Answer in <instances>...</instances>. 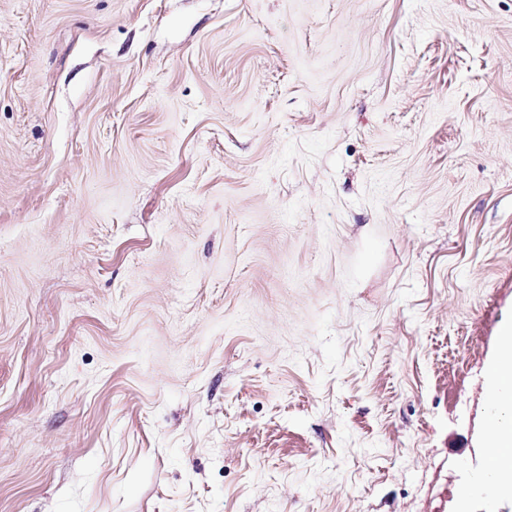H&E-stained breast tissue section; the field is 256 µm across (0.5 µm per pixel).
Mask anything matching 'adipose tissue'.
I'll return each mask as SVG.
<instances>
[{"label":"adipose tissue","instance_id":"ef3b65f1","mask_svg":"<svg viewBox=\"0 0 512 512\" xmlns=\"http://www.w3.org/2000/svg\"><path fill=\"white\" fill-rule=\"evenodd\" d=\"M500 356L491 371L487 434L490 451L476 477L487 492L512 486V324L500 335Z\"/></svg>","mask_w":512,"mask_h":512}]
</instances>
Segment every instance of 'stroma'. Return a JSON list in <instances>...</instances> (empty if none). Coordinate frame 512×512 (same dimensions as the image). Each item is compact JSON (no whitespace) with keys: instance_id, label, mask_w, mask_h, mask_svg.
Returning a JSON list of instances; mask_svg holds the SVG:
<instances>
[{"instance_id":"obj_1","label":"stroma","mask_w":512,"mask_h":512,"mask_svg":"<svg viewBox=\"0 0 512 512\" xmlns=\"http://www.w3.org/2000/svg\"><path fill=\"white\" fill-rule=\"evenodd\" d=\"M512 0H0V512H512ZM500 356L491 371L488 398L487 460L476 477L489 493L512 486V323L502 328Z\"/></svg>"}]
</instances>
